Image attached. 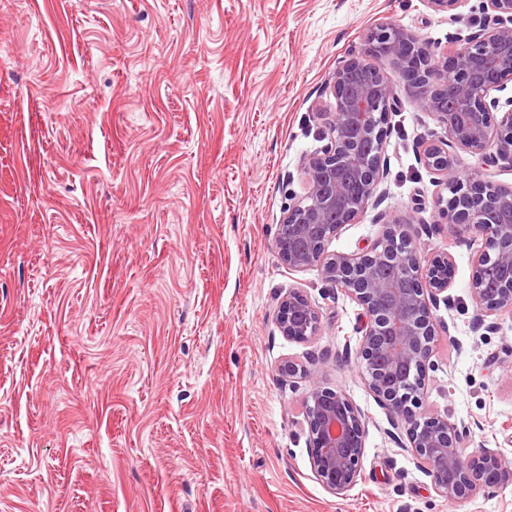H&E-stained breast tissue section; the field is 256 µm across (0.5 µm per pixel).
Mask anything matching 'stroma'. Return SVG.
I'll return each instance as SVG.
<instances>
[{"label": "stroma", "mask_w": 512, "mask_h": 512, "mask_svg": "<svg viewBox=\"0 0 512 512\" xmlns=\"http://www.w3.org/2000/svg\"><path fill=\"white\" fill-rule=\"evenodd\" d=\"M380 22L435 54L456 29L425 0H0V512H512V486L434 490L344 350L362 308L273 247L325 85ZM394 85L386 199L329 248L374 244L383 209L453 255L423 408L512 461V315L478 329L483 240L439 223L418 158L446 130ZM292 288L321 314L307 345L275 323ZM313 351L366 424L342 498L311 468L309 383L280 372Z\"/></svg>", "instance_id": "1"}]
</instances>
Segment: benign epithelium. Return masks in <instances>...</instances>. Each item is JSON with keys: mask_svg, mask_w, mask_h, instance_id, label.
<instances>
[{"mask_svg": "<svg viewBox=\"0 0 512 512\" xmlns=\"http://www.w3.org/2000/svg\"><path fill=\"white\" fill-rule=\"evenodd\" d=\"M435 12L461 23L469 0H426ZM484 22L476 31L457 30L448 50L431 54L416 34L393 23H379L366 34L365 56L341 61L327 87L331 109L318 115L327 143L301 163L302 193L288 192L291 204L273 240L290 271L312 266L364 312L357 366L393 428L405 432L408 447L427 465L435 491L450 502L512 485V464L483 448L461 451L463 431L448 418L421 411V390L432 366L437 335L435 311L453 306L455 259L427 253L411 222L385 215L381 238L355 254L329 251V244L352 224L371 201H379L384 151L390 135L388 113L399 99L383 68L367 62L376 56L404 80L418 106L430 111L448 131L446 140H430L419 153L425 168L440 176L447 194L437 198L439 217L458 235L476 233L484 249L474 259L469 285L476 307L487 314H512V187L474 173L461 180L454 150L477 155L486 165L512 164V99L500 111L494 93L512 82V0H482ZM464 111H442L448 92ZM283 336L309 343L321 331V315L298 288L285 294L275 313ZM324 357L313 369L286 361L281 371L310 380L306 399V435L316 478L334 495H345L358 481L365 454V420L347 396L318 380Z\"/></svg>", "mask_w": 512, "mask_h": 512, "instance_id": "7a95c632", "label": "benign epithelium"}]
</instances>
